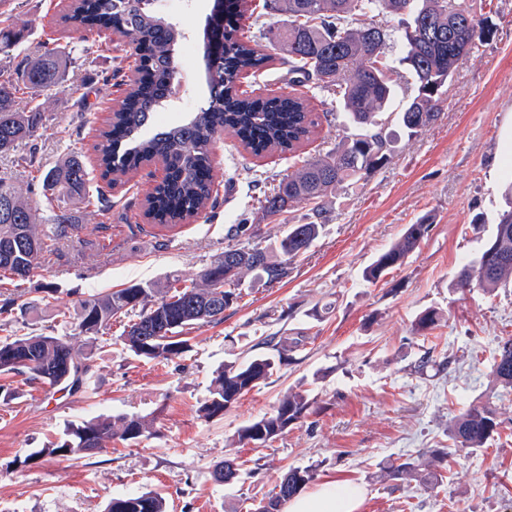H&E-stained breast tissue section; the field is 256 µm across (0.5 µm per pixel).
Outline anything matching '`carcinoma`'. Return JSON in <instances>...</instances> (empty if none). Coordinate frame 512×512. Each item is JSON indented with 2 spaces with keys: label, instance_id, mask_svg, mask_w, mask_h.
<instances>
[{
  "label": "carcinoma",
  "instance_id": "carcinoma-1",
  "mask_svg": "<svg viewBox=\"0 0 512 512\" xmlns=\"http://www.w3.org/2000/svg\"><path fill=\"white\" fill-rule=\"evenodd\" d=\"M240 0H224V16L208 20L202 52L208 86L206 104L179 125L157 131L149 138L141 131L152 123L155 112L170 95L176 75L175 47L184 34L163 15L142 9L137 0H74L70 19L90 27L119 30L147 55L143 70L146 88L122 100L114 112L115 126L133 147L121 149L112 132L103 133L99 144L101 165L113 175L111 182L127 174L139 162L161 161L172 175L161 189L147 195L152 218L162 224H177L197 217L212 196L208 171L210 148L221 131L236 135L256 155L269 150L291 151L310 138L318 126L302 97L288 95L266 100L242 98L236 81L244 72L265 68L272 56L260 45L237 37V5ZM269 7L288 15L285 25L272 32L271 41L280 50L294 82H311L336 95V102L352 122L364 129L321 159L307 162L301 170L279 181L264 192L259 209L264 217H275L296 201L313 203L312 220L291 224L279 241V260L258 246H227L216 260L189 284L174 281L165 295L154 300L155 289L132 284L111 293L93 294L81 301L75 328L95 335L115 316L133 315L121 340L144 360L172 361L191 351L187 334L200 323L219 322L224 309L241 298V278L252 272L269 284L288 277V262L304 255L320 236V202L345 182H357L389 161L387 143L381 133L372 131L379 112L390 105L395 94L397 67L386 55L391 37L376 22L387 15L396 22L394 30L406 43L401 59L413 78L415 93L398 112V120L414 135L434 124L440 115L439 103L456 70L471 54L492 41L495 30L477 14L467 0H269ZM357 17L360 25L349 27ZM21 33L0 29V54L10 56ZM66 66L64 57L48 51L26 57L14 70H0V153L14 151L21 144L29 153L25 164L36 160V133L47 117L35 104L26 111L16 107V94L23 88L35 100L58 86ZM48 190H61L81 203L88 194V172L81 155H70L43 178ZM44 230L35 224L28 203L10 179L0 177V279L24 281L36 268L45 240L67 234L72 226L65 212L53 218ZM429 229L427 220L409 224L400 239L381 252L364 270V278L375 283L390 271L403 266L419 247ZM233 274H228V271ZM512 281V206L502 212L493 237L480 254L465 263L455 286L465 290L478 285L492 292ZM442 320L435 308L423 310L412 330L423 335ZM300 338L274 346L277 355H257L231 362L215 377L209 398L200 412L206 418L224 415L249 391L265 382L276 367L285 364ZM92 356L75 348L69 336L45 334L0 338V374L24 375L29 384L54 388L61 385L71 393L80 392L92 371ZM491 376L497 384L512 389V339L501 340L493 357ZM313 412V401L305 392L285 395L273 412L242 426L236 443L267 447L289 427ZM496 409L472 403L449 426V437L461 450L475 453L484 449L500 428ZM152 435L140 418L105 417L72 426L65 437L30 453L25 462L44 456L78 461L86 457L82 444L89 442L100 450L114 441L136 443ZM448 449L433 448L409 456L385 468L392 481H416L429 490L444 485L436 468L447 461ZM223 483L241 477L237 458L228 456L216 466ZM316 478L311 466L294 467L284 474L275 492L254 512H279L280 505L301 492ZM106 512H167V501L159 494L145 492L112 498Z\"/></svg>",
  "mask_w": 512,
  "mask_h": 512
}]
</instances>
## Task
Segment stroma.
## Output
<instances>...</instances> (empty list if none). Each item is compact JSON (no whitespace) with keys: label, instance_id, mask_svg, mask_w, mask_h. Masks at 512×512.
<instances>
[{"label":"stroma","instance_id":"1","mask_svg":"<svg viewBox=\"0 0 512 512\" xmlns=\"http://www.w3.org/2000/svg\"><path fill=\"white\" fill-rule=\"evenodd\" d=\"M70 5L10 0L7 7L12 28L24 35L16 54L54 50L69 64L58 86L39 98L47 121L36 138L35 164L21 163L16 152L0 154V174L11 178L42 227L60 211L72 212L75 226L48 242L28 280L0 282V304L39 302L23 318L1 324L0 337L72 335L65 319L77 315L87 295L133 283L164 291L172 278L198 279L229 245L252 241L276 252L289 225L309 222L312 206L297 201L264 218L261 192L304 160L327 155L353 131L335 96L291 86L288 67L277 58L261 72L243 73L238 93L302 96L319 113V126L292 154L256 156L235 136L218 135L214 203L198 219L171 226L146 216L145 195L162 174L158 162L129 172L104 202L92 196L76 206L59 192L46 197L45 173L75 152L83 156L91 186L100 185L96 145L137 65L127 38L77 26ZM475 7L497 32L454 76L439 120L411 136L391 112L380 113L388 163L323 199V232L289 262L282 282L245 275L241 299L225 309L222 322L193 330L185 358L135 357L122 345L124 322L116 319L96 342L77 340L95 352L86 391L72 395L9 376L22 392L0 401V512H105L111 498L146 491L163 495L168 512H251L288 469L309 465L318 478L340 474L365 485L362 512H512V390L489 376L497 342L512 338V288L488 293L455 286L462 265L494 235L512 182V0H476ZM211 8L212 0H194L191 14L172 17L189 36L176 52L175 85L201 102L208 96L201 36ZM422 217L429 231L407 263L377 283L364 281L365 267ZM237 224L261 231L251 241L237 238ZM429 307L442 313L440 325L414 334L413 321ZM298 335L303 342L288 364L224 416H200L224 364L270 353L271 343ZM426 355L433 367L417 372V360ZM291 391L307 392L313 413L268 447H235L237 430L272 412ZM473 402L490 403L503 428L470 455L453 450L448 425ZM98 415L140 417L152 422L153 433L76 463L46 457L24 465L26 455L57 441L70 424ZM431 448L451 451L444 490L385 480L388 462ZM227 456L243 461L244 474L224 485L213 470Z\"/></svg>","mask_w":512,"mask_h":512}]
</instances>
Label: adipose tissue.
Here are the masks:
<instances>
[{
	"label": "adipose tissue",
	"mask_w": 512,
	"mask_h": 512,
	"mask_svg": "<svg viewBox=\"0 0 512 512\" xmlns=\"http://www.w3.org/2000/svg\"><path fill=\"white\" fill-rule=\"evenodd\" d=\"M367 490L348 478L331 476L313 491L287 501L284 512H361Z\"/></svg>",
	"instance_id": "1"
}]
</instances>
